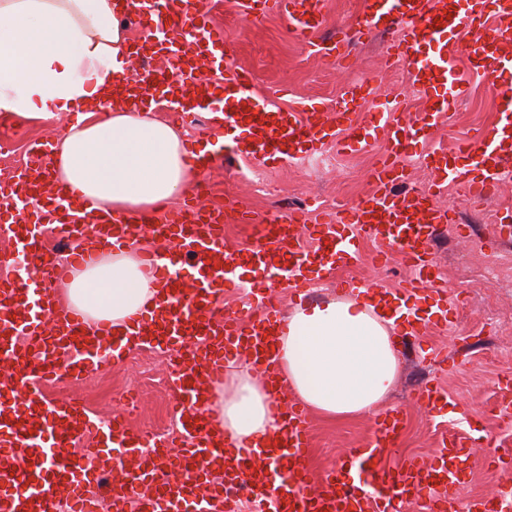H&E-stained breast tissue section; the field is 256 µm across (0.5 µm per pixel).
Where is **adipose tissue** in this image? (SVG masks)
<instances>
[{
  "label": "adipose tissue",
  "mask_w": 512,
  "mask_h": 512,
  "mask_svg": "<svg viewBox=\"0 0 512 512\" xmlns=\"http://www.w3.org/2000/svg\"><path fill=\"white\" fill-rule=\"evenodd\" d=\"M113 0H0V109L30 118L76 113L54 150L64 188L133 218L158 213L187 190L197 167L174 129L151 108L101 101L128 63V39ZM135 244L104 252L76 269L66 302L90 323L123 331L151 316L159 296ZM396 324L372 303L348 296L297 304L279 329V368L297 400L329 422L374 415L398 367ZM212 408L226 435L240 442L279 427L271 395L245 356L234 359Z\"/></svg>",
  "instance_id": "1"
}]
</instances>
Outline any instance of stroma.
<instances>
[{
	"instance_id": "obj_1",
	"label": "stroma",
	"mask_w": 512,
	"mask_h": 512,
	"mask_svg": "<svg viewBox=\"0 0 512 512\" xmlns=\"http://www.w3.org/2000/svg\"><path fill=\"white\" fill-rule=\"evenodd\" d=\"M214 22L222 26L225 39L235 50L237 63L253 73L256 93L283 108L292 109L312 101L331 114L344 80H377L382 94L401 102L409 119L419 121L425 115L426 105L410 89L402 67L385 66L390 35H368L352 46L347 56L351 67L344 71L295 41L277 15L255 25L228 8L216 13ZM497 119L494 94L479 77H470L455 109L432 128L428 145L453 146L458 138L474 134ZM73 120L72 113L63 112L42 120L17 115L0 124V141L7 144L0 151V169L23 168L32 142H57ZM375 161L374 152L340 154L331 144L318 157L262 168L261 179L255 182L251 179L256 169L254 162L242 158L210 174V192L204 203L221 207L233 197L241 207L259 217L304 202L328 211L341 203L351 204L370 191L369 171ZM443 202L456 210L461 222L473 228L469 243H460L451 229L435 247L436 263L442 270L441 282L449 295L460 296L461 303L451 323L432 320L422 329L418 340L423 349L447 350L452 367L437 374L432 366L399 361L393 386L381 408L387 411L398 407L406 413L401 446L393 452L397 458L418 456L437 460L444 437L460 429L459 411L479 418L483 436L492 439L493 444L473 449L464 479L469 492L488 496L512 487V470L487 464L490 457L512 454V432L491 411L495 381L512 372V278L483 275V268L496 262L484 246L494 227L466 207L462 188L449 187ZM343 274L356 284L375 279L393 290L404 287L409 277L408 269L395 258L377 267L367 257L344 269ZM148 357L151 366L147 369L128 359L114 367L93 370L100 387L96 396L88 400L89 409L101 417L111 415L112 397L132 390L146 401L145 411L131 419L132 428L155 431L162 419L172 416L177 400L165 384L167 370L162 353L152 351ZM431 373L437 374L442 388L459 406L458 412L448 413L441 423L433 421L410 398L413 385ZM308 426V467L319 475L338 463L345 448L371 434L374 420L359 417L332 424L312 414Z\"/></svg>"
}]
</instances>
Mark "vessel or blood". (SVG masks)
<instances>
[{
    "label": "vessel or blood",
    "instance_id": "obj_1",
    "mask_svg": "<svg viewBox=\"0 0 512 512\" xmlns=\"http://www.w3.org/2000/svg\"><path fill=\"white\" fill-rule=\"evenodd\" d=\"M126 19L140 18L153 8L158 22L147 41L158 46L168 66L143 69L116 85L113 97L129 105L164 100L168 111L204 112L214 128L206 152L188 144L190 155L201 158L196 196L187 198L170 216L142 219L140 225L122 219L100 218L103 204L75 198L66 189L51 197L46 214L55 223L58 241L69 250L68 261L46 251L38 228L21 224L8 227L10 240L26 249L35 274L31 279L0 280V377L10 389H21V404L0 399V512H58L61 497H68L73 512H93L101 492L112 495L113 512H182L193 503L198 512H221L230 492H244L274 512H394L418 500L430 503L432 512H512V490L490 498L464 493L459 464L473 442L467 437L444 440L439 462L407 459L393 466L382 460L400 444L403 414L385 412L375 430L349 448L341 465L331 467L318 487H311L306 467L309 446L308 412L298 402L272 400L274 412L284 418L281 430L265 445H243L226 440L207 414L204 385L216 386L224 378V359L232 349L253 354L260 372L274 390H281L275 362L272 329L285 315L272 287L254 289L263 316L249 320L222 314L225 289L235 287L231 273L249 263L267 274L285 272L292 292L332 278L335 268L361 259L362 245H377V258L398 257L411 270L407 287L393 291L376 287L387 302L402 306L411 300L442 301L437 286L433 246L448 225H456L457 238L468 242L470 233L456 211L439 204L448 184L483 197L500 190L512 173V0H366L362 17L336 34V48L347 40L376 32L394 34L391 55L400 62L427 105L423 123L400 114L390 100L375 98L370 83H345L339 88L343 107L331 124L317 117L315 104L284 109L253 91V76L237 64L224 32L210 22V9L198 0H123ZM235 12L258 23L268 12H278L289 34L302 43H318L323 21V0H232ZM468 33L467 70L457 68L446 50L449 39ZM209 63L201 74L199 62ZM480 77L495 94L500 119L473 138L460 141L454 151L432 150L423 155L436 176L425 187L399 191L405 178L404 158L411 144L425 141L430 130L446 118L463 94L469 75ZM224 90V104L210 100L216 88ZM372 102L379 122L358 120L360 103ZM385 147L371 171L367 196L308 223L303 212L261 218L239 209L227 199L224 209L202 208L198 195L208 186L206 173L218 159L252 158L259 165L284 164L322 154L327 143L337 151L367 152L377 141ZM52 149L40 143L32 148L30 164L12 172L10 195L0 198V208L24 212L42 200V186L51 170ZM248 225L253 245L238 253L224 250V213ZM305 225L312 246H304L293 232ZM133 237L144 231L168 245L166 252L144 257L163 292V300L150 320L129 323L125 335L111 328H95L76 310L60 303L55 286L73 269L94 261L111 247L115 231ZM82 250H73L74 241ZM432 308L415 315L409 328L400 329L398 343L415 360L429 354L413 338L432 319ZM137 349H160L174 357L169 369L174 384L179 421L177 436L148 435L131 429L124 415L101 424L77 399L46 400L44 381H78L90 369L123 359ZM494 410L500 420L512 422V377L498 382ZM416 403L430 410L451 406L450 397L426 382L413 391ZM96 431L102 442L126 454L153 448L138 471H128L121 458H111L102 471L100 448L83 449L80 459L67 454L76 430ZM179 449L171 459L169 449ZM270 465L273 480L256 483L257 463ZM224 471L222 484L202 478L210 464Z\"/></svg>",
    "mask_w": 512,
    "mask_h": 512
}]
</instances>
